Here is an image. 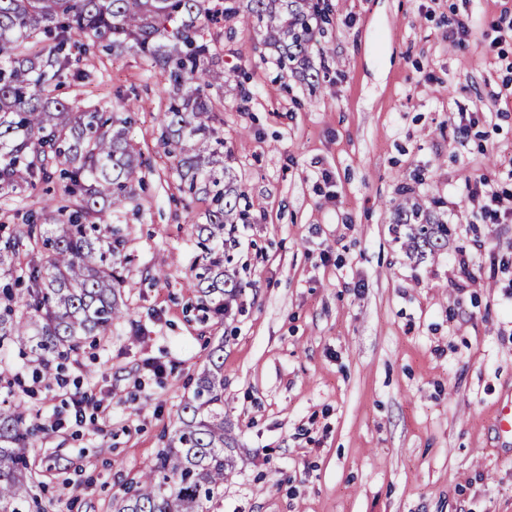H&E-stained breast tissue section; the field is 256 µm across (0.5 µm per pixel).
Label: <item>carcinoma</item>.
<instances>
[{
    "mask_svg": "<svg viewBox=\"0 0 512 512\" xmlns=\"http://www.w3.org/2000/svg\"><path fill=\"white\" fill-rule=\"evenodd\" d=\"M248 17L283 70L305 64L313 46L320 0H249ZM214 15L208 0H0V189L66 180L64 199L24 215L20 236L39 262L14 260L16 243L0 248V268L13 282L0 287V343L27 340L39 355L38 375L55 379L54 365L89 336H107L127 314L116 264L125 248L110 214L133 202L147 160L128 137L126 115L105 116L55 95L73 51L99 45L118 56L133 53L167 76V105L158 115L160 141L177 160L189 196H202L206 222L192 233L201 257L191 286L200 310L224 316V300L240 285L224 278L226 226L246 224L249 207L224 165V135L207 95L226 83L217 47L201 34ZM395 224L420 252L448 244V225L416 201L394 205ZM26 285V311L17 312L14 286ZM37 428L23 411L0 407V512H43L33 493L27 453ZM223 355L212 352L192 396L158 452L112 512H208L223 496L233 469L224 455Z\"/></svg>",
    "mask_w": 512,
    "mask_h": 512,
    "instance_id": "cac0c4a2",
    "label": "carcinoma"
}]
</instances>
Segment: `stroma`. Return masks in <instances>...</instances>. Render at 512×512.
Here are the masks:
<instances>
[{
	"label": "stroma",
	"mask_w": 512,
	"mask_h": 512,
	"mask_svg": "<svg viewBox=\"0 0 512 512\" xmlns=\"http://www.w3.org/2000/svg\"><path fill=\"white\" fill-rule=\"evenodd\" d=\"M330 2L304 75L243 11L205 29L228 80L209 91L225 163L253 215L235 228L243 288L220 318L188 286L205 205L159 142L164 76L135 54L74 55L89 77L58 96L133 104L150 167L111 218L128 233L131 314L61 361L109 416L76 422L57 383L34 381L29 343L0 344V405L39 428L29 469L48 512H112L218 347L235 466L213 512H512V450L492 432L512 388V220L485 223L465 191L481 175L488 193L512 191V0ZM404 190L438 201L447 247L418 259L397 240ZM62 196L55 182L0 190V239ZM463 253L465 274L451 262ZM55 410L66 424L51 430Z\"/></svg>",
	"instance_id": "obj_1"
}]
</instances>
